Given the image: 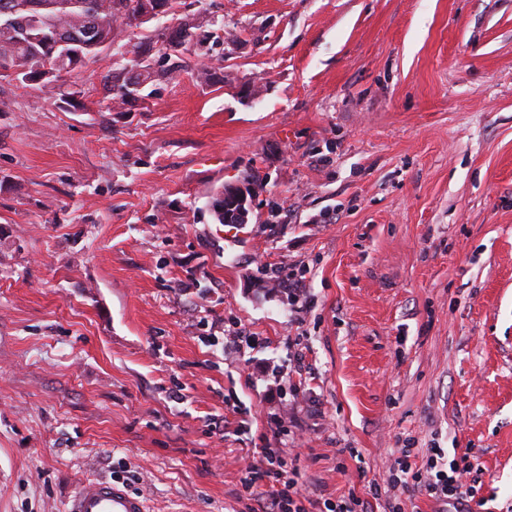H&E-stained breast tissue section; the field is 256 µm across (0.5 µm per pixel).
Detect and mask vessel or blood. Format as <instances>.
Instances as JSON below:
<instances>
[{
    "label": "vessel or blood",
    "mask_w": 512,
    "mask_h": 512,
    "mask_svg": "<svg viewBox=\"0 0 512 512\" xmlns=\"http://www.w3.org/2000/svg\"><path fill=\"white\" fill-rule=\"evenodd\" d=\"M64 512H147L142 495L109 478L81 482L64 503Z\"/></svg>",
    "instance_id": "obj_1"
}]
</instances>
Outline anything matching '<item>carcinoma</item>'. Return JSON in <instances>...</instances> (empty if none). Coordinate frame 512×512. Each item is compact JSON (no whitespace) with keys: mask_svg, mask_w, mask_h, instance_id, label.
I'll list each match as a JSON object with an SVG mask.
<instances>
[{"mask_svg":"<svg viewBox=\"0 0 512 512\" xmlns=\"http://www.w3.org/2000/svg\"><path fill=\"white\" fill-rule=\"evenodd\" d=\"M46 5L41 17L61 32H72L82 26L83 19L93 18L102 42L110 46L116 38L119 20L139 19L143 0H0V79L14 78L24 82L39 70L53 73L56 80L63 73L75 69L72 61H65L52 48H34L15 39L13 31L27 22L32 4Z\"/></svg>","mask_w":512,"mask_h":512,"instance_id":"carcinoma-1","label":"carcinoma"}]
</instances>
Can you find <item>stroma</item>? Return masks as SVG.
I'll use <instances>...</instances> for the list:
<instances>
[{
	"mask_svg": "<svg viewBox=\"0 0 512 512\" xmlns=\"http://www.w3.org/2000/svg\"><path fill=\"white\" fill-rule=\"evenodd\" d=\"M117 32L0 80V512L121 461L148 512H261L259 448L307 512H391L403 449L471 448L474 512H506L512 0H168ZM132 51L157 76L124 100ZM228 185L247 223L211 214Z\"/></svg>",
	"mask_w": 512,
	"mask_h": 512,
	"instance_id": "35a3bbf8",
	"label": "stroma"
}]
</instances>
